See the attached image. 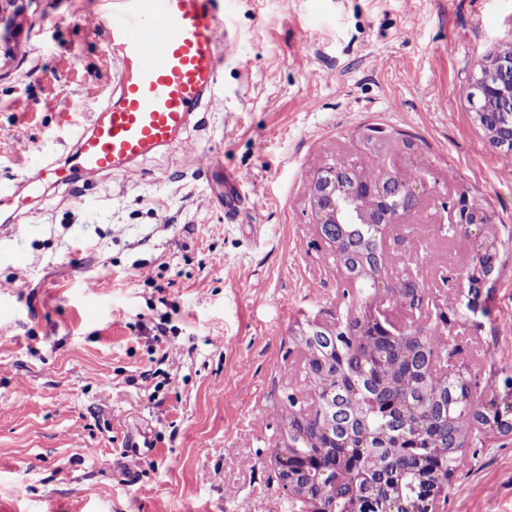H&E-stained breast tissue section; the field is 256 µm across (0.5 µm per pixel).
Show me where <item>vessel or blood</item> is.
Here are the masks:
<instances>
[{
  "label": "vessel or blood",
  "mask_w": 512,
  "mask_h": 512,
  "mask_svg": "<svg viewBox=\"0 0 512 512\" xmlns=\"http://www.w3.org/2000/svg\"><path fill=\"white\" fill-rule=\"evenodd\" d=\"M216 0H103L96 23L132 66L104 118L75 144L70 162L43 163L40 178L60 183L76 174L128 172L130 163L173 141L217 84L213 33ZM144 449L129 437L122 455L126 484L138 478L132 462Z\"/></svg>",
  "instance_id": "obj_1"
}]
</instances>
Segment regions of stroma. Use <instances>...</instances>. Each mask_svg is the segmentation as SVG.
<instances>
[{
	"label": "stroma",
	"instance_id": "1",
	"mask_svg": "<svg viewBox=\"0 0 512 512\" xmlns=\"http://www.w3.org/2000/svg\"><path fill=\"white\" fill-rule=\"evenodd\" d=\"M97 0H29L0 66V512H266L295 503L271 451L302 395L309 324L357 292L319 235L310 186L379 129L386 169L426 175L396 225L391 276L415 274L444 319L392 302L397 322L462 349L460 371L512 377V156L467 99L512 41V0H218L217 93L132 174L38 180L103 116L128 68ZM81 111H74V101ZM211 150L212 167L196 164ZM494 220L444 233L443 195ZM494 244L488 281L468 280ZM96 283L87 295L83 280ZM164 327L154 340L152 330ZM151 372L155 393L138 383ZM155 455L125 485L127 435ZM442 512H512V431H467Z\"/></svg>",
	"mask_w": 512,
	"mask_h": 512
}]
</instances>
